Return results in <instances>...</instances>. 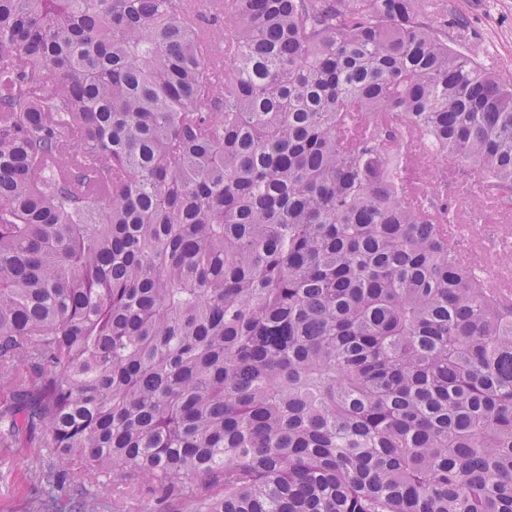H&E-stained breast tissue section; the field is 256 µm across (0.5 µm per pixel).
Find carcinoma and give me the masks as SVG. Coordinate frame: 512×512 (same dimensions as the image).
<instances>
[{"label": "carcinoma", "instance_id": "carcinoma-1", "mask_svg": "<svg viewBox=\"0 0 512 512\" xmlns=\"http://www.w3.org/2000/svg\"><path fill=\"white\" fill-rule=\"evenodd\" d=\"M434 161L512 209V79L425 0H0V446L141 512H512Z\"/></svg>", "mask_w": 512, "mask_h": 512}]
</instances>
